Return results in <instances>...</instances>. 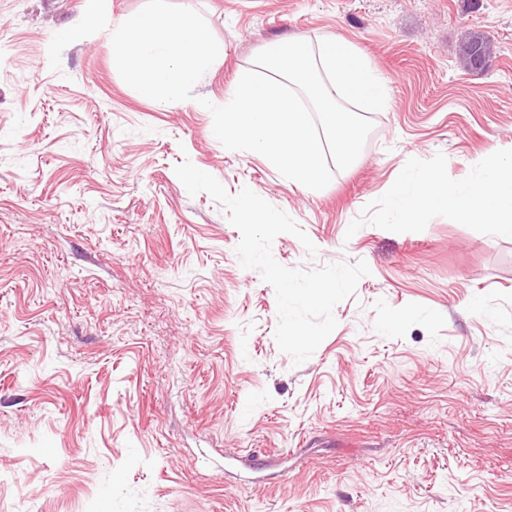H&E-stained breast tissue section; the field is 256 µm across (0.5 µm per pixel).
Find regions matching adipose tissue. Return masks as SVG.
Listing matches in <instances>:
<instances>
[{
    "label": "adipose tissue",
    "mask_w": 512,
    "mask_h": 512,
    "mask_svg": "<svg viewBox=\"0 0 512 512\" xmlns=\"http://www.w3.org/2000/svg\"><path fill=\"white\" fill-rule=\"evenodd\" d=\"M412 191L398 195L401 218L411 220L431 207H444L463 219L490 225L496 233L512 236V165H494L470 188L441 181L432 171L413 174Z\"/></svg>",
    "instance_id": "ef3b65f1"
}]
</instances>
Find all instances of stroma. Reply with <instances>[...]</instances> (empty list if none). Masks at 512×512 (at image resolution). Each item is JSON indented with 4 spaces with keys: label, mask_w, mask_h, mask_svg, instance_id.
Masks as SVG:
<instances>
[{
    "label": "stroma",
    "mask_w": 512,
    "mask_h": 512,
    "mask_svg": "<svg viewBox=\"0 0 512 512\" xmlns=\"http://www.w3.org/2000/svg\"><path fill=\"white\" fill-rule=\"evenodd\" d=\"M175 2L224 54L166 108L107 29L51 70L87 0H0V512H512V237L393 209L410 171L465 188L512 162V0ZM471 30L486 70L459 62ZM297 35L348 42L391 88L321 190L225 149L200 104ZM186 159L296 221L317 255L282 234L281 265L368 264L304 363ZM459 60L471 70H483L496 55V46L479 31L466 32L459 43Z\"/></svg>",
    "instance_id": "obj_1"
}]
</instances>
